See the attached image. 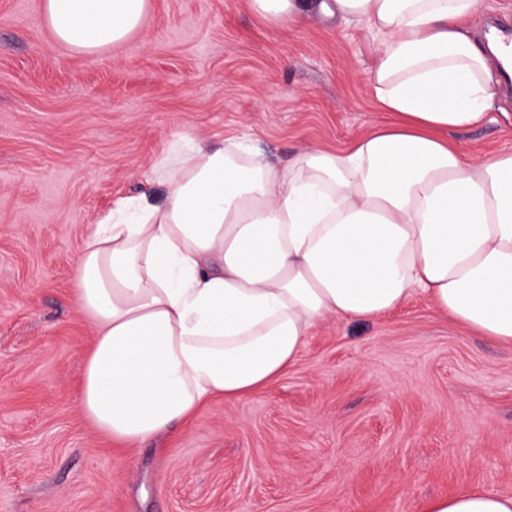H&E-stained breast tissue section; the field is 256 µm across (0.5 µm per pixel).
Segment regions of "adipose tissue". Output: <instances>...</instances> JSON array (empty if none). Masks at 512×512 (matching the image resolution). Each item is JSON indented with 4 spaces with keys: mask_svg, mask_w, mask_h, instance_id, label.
<instances>
[{
    "mask_svg": "<svg viewBox=\"0 0 512 512\" xmlns=\"http://www.w3.org/2000/svg\"><path fill=\"white\" fill-rule=\"evenodd\" d=\"M376 39L368 91L391 124L288 168L238 138L174 139L152 176L163 202L121 198L74 268L97 335L78 404L134 444L284 375L330 317L365 320L425 294L512 346V152L467 156L447 132L481 125L498 80L472 19L483 0H320ZM147 0H45L55 38L95 53L124 42ZM424 512H512L465 489Z\"/></svg>",
    "mask_w": 512,
    "mask_h": 512,
    "instance_id": "adipose-tissue-1",
    "label": "adipose tissue"
}]
</instances>
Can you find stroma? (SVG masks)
<instances>
[{
	"mask_svg": "<svg viewBox=\"0 0 512 512\" xmlns=\"http://www.w3.org/2000/svg\"><path fill=\"white\" fill-rule=\"evenodd\" d=\"M44 0H0V512H423L463 489L512 496V347L422 295L330 318L271 387L216 399L124 447L83 417L96 335L74 265L116 199L163 201L171 141L249 137L285 168L388 123L367 92L373 39L309 15L285 29L248 0H148L140 29L86 55ZM512 151V97L449 134Z\"/></svg>",
	"mask_w": 512,
	"mask_h": 512,
	"instance_id": "35a3bbf8",
	"label": "stroma"
}]
</instances>
